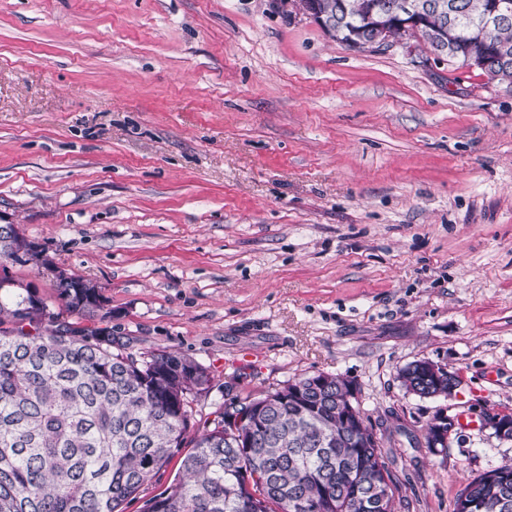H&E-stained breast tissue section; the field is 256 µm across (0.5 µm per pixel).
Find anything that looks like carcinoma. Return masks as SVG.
Segmentation results:
<instances>
[{
    "mask_svg": "<svg viewBox=\"0 0 512 512\" xmlns=\"http://www.w3.org/2000/svg\"><path fill=\"white\" fill-rule=\"evenodd\" d=\"M395 0H316L332 19L325 32L342 43L364 36ZM428 10L417 34L435 49L445 30L450 61L481 43L492 57L481 72L512 87V20L490 16L492 0H405ZM48 265L14 224L0 225V512H121L177 455L178 477L144 501L142 512H397L384 446L365 424L350 383L303 388L283 401L279 389L234 396L203 428L192 404L206 401L213 377L172 350L127 351L112 329L80 327L67 316L106 318L97 284L64 271L53 312L10 275L6 262ZM414 360L397 373L427 399L461 384L455 371ZM250 437L253 447H239ZM188 452H182V449ZM454 512H512V463L474 477Z\"/></svg>",
    "mask_w": 512,
    "mask_h": 512,
    "instance_id": "carcinoma-1",
    "label": "carcinoma"
}]
</instances>
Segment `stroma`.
<instances>
[{"instance_id": "35a3bbf8", "label": "stroma", "mask_w": 512, "mask_h": 512, "mask_svg": "<svg viewBox=\"0 0 512 512\" xmlns=\"http://www.w3.org/2000/svg\"><path fill=\"white\" fill-rule=\"evenodd\" d=\"M0 222L60 310L100 284L136 354L239 396L318 372L359 388L398 512H453L512 462L491 429L432 454L438 411L512 413V88L406 44L358 51L278 0H0ZM428 358L448 399L407 393ZM433 363L428 358L414 360L397 373L401 385L410 393L424 399L448 398V390L453 386L461 384V377L455 371H442L435 366L434 371L430 366ZM439 394L437 397L430 395Z\"/></svg>"}]
</instances>
